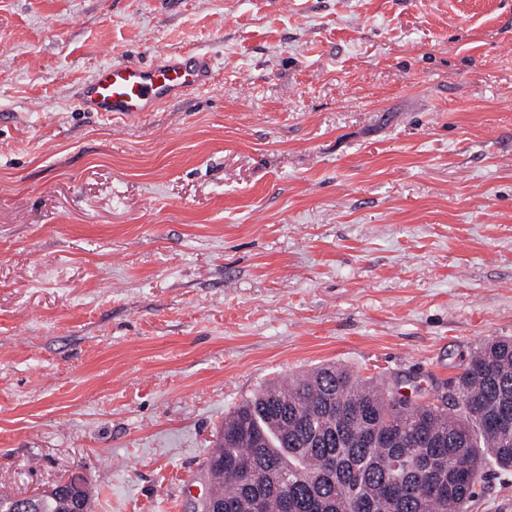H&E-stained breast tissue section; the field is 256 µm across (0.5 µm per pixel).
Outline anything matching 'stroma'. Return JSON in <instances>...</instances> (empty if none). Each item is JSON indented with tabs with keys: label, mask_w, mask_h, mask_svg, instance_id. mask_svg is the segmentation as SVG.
<instances>
[{
	"label": "stroma",
	"mask_w": 512,
	"mask_h": 512,
	"mask_svg": "<svg viewBox=\"0 0 512 512\" xmlns=\"http://www.w3.org/2000/svg\"><path fill=\"white\" fill-rule=\"evenodd\" d=\"M188 52L210 81L141 118L75 105ZM496 338L512 0H0V487L193 512L254 393L334 362L432 402Z\"/></svg>",
	"instance_id": "obj_1"
}]
</instances>
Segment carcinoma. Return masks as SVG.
Instances as JSON below:
<instances>
[{"label": "carcinoma", "instance_id": "1", "mask_svg": "<svg viewBox=\"0 0 512 512\" xmlns=\"http://www.w3.org/2000/svg\"><path fill=\"white\" fill-rule=\"evenodd\" d=\"M450 412L404 404L329 364L270 386L224 419L207 477L224 497L198 512H465L483 461L512 471V339L488 341L454 381ZM91 498L80 475L32 496V512Z\"/></svg>", "mask_w": 512, "mask_h": 512}]
</instances>
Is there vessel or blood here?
Listing matches in <instances>:
<instances>
[{
  "label": "vessel or blood",
  "mask_w": 512,
  "mask_h": 512,
  "mask_svg": "<svg viewBox=\"0 0 512 512\" xmlns=\"http://www.w3.org/2000/svg\"><path fill=\"white\" fill-rule=\"evenodd\" d=\"M212 69V59L205 54L151 64L109 63L78 88L75 102L84 112L138 116L203 86Z\"/></svg>",
  "instance_id": "obj_1"
}]
</instances>
